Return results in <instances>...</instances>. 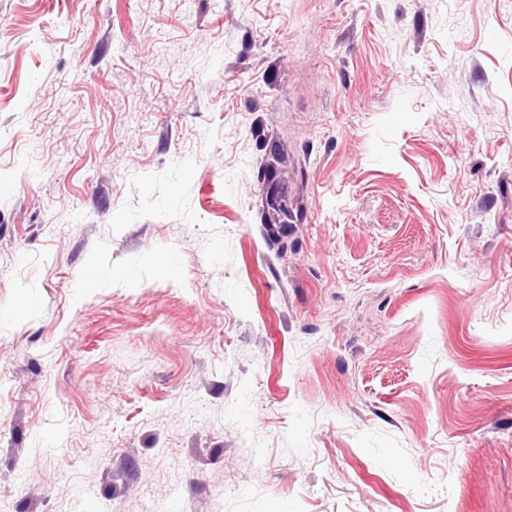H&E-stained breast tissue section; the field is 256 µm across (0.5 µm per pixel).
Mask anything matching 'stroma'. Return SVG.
I'll return each instance as SVG.
<instances>
[{
  "label": "stroma",
  "mask_w": 512,
  "mask_h": 512,
  "mask_svg": "<svg viewBox=\"0 0 512 512\" xmlns=\"http://www.w3.org/2000/svg\"><path fill=\"white\" fill-rule=\"evenodd\" d=\"M0 512H512V0H0Z\"/></svg>",
  "instance_id": "1"
}]
</instances>
